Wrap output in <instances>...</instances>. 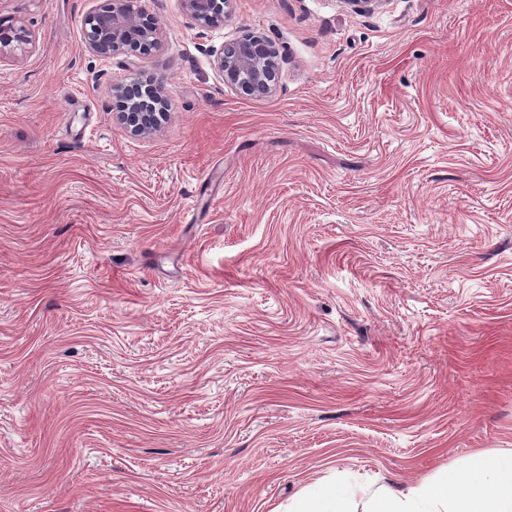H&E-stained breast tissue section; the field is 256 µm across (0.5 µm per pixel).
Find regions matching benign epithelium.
I'll use <instances>...</instances> for the list:
<instances>
[{"mask_svg":"<svg viewBox=\"0 0 512 512\" xmlns=\"http://www.w3.org/2000/svg\"><path fill=\"white\" fill-rule=\"evenodd\" d=\"M140 0H103L85 18L86 48L97 55L148 51L160 44L157 18ZM182 12L194 27L210 31L224 27L233 14L235 0H179ZM29 41V33L5 18L0 19V54L14 44ZM224 85L255 97L269 95L277 86L281 66L278 52L267 39L247 33L220 48H205ZM115 96L125 100L117 120L135 136L158 130L167 119V89L157 80L138 78L112 86Z\"/></svg>","mask_w":512,"mask_h":512,"instance_id":"7a95c632","label":"benign epithelium"}]
</instances>
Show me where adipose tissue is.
Here are the masks:
<instances>
[{
	"mask_svg": "<svg viewBox=\"0 0 512 512\" xmlns=\"http://www.w3.org/2000/svg\"><path fill=\"white\" fill-rule=\"evenodd\" d=\"M286 512H512V451L475 454L455 469L400 490L317 483Z\"/></svg>",
	"mask_w": 512,
	"mask_h": 512,
	"instance_id": "1",
	"label": "adipose tissue"
}]
</instances>
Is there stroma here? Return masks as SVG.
I'll return each mask as SVG.
<instances>
[{"label": "stroma", "mask_w": 512, "mask_h": 512, "mask_svg": "<svg viewBox=\"0 0 512 512\" xmlns=\"http://www.w3.org/2000/svg\"><path fill=\"white\" fill-rule=\"evenodd\" d=\"M0 0V512H281L512 450V0H236L276 89L178 0ZM164 81L161 130L113 84ZM140 0H105L85 18L86 48L97 55L127 54L138 48L148 51L160 44L157 18ZM0 55L13 49V42L18 45L29 41V33L22 25H16L12 20L0 18ZM8 22V24H5ZM210 57L224 85L255 97L269 95L277 86L281 66L278 52L267 39L247 33L225 42L219 49L202 48Z\"/></svg>", "instance_id": "stroma-1"}]
</instances>
